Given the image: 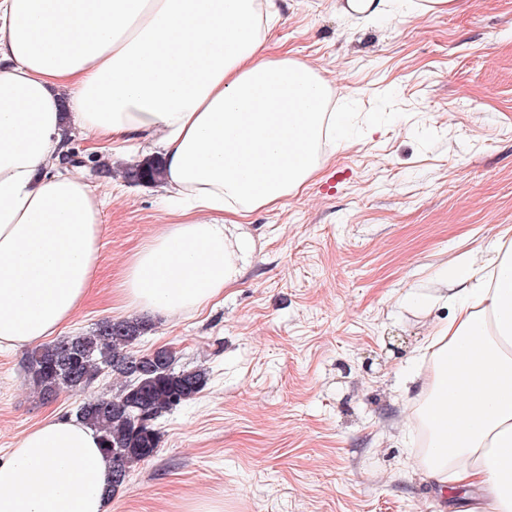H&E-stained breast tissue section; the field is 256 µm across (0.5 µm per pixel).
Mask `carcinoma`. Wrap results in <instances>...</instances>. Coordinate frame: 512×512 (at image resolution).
Listing matches in <instances>:
<instances>
[{
    "label": "carcinoma",
    "instance_id": "carcinoma-1",
    "mask_svg": "<svg viewBox=\"0 0 512 512\" xmlns=\"http://www.w3.org/2000/svg\"><path fill=\"white\" fill-rule=\"evenodd\" d=\"M161 175L158 158L126 172L133 183L152 182ZM150 328L143 319L104 320L89 332L37 345L25 358L29 383L44 399L62 391L83 392L105 373L119 381L116 393L93 397L76 409L77 419L98 433L112 468L108 498L136 466L158 452L161 433L156 421L193 399L207 383L205 369L176 368L174 356L164 348L139 357L132 354V346Z\"/></svg>",
    "mask_w": 512,
    "mask_h": 512
}]
</instances>
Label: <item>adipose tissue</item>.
<instances>
[{
  "label": "adipose tissue",
  "instance_id": "ef3b65f1",
  "mask_svg": "<svg viewBox=\"0 0 512 512\" xmlns=\"http://www.w3.org/2000/svg\"><path fill=\"white\" fill-rule=\"evenodd\" d=\"M275 0H0V351L56 335L93 287L106 205L62 163L78 128L99 155L160 149L164 206L115 290L122 311H197L236 282L228 229L319 170L329 87L262 49ZM421 417V464L512 512V246L446 283ZM96 431L50 415L0 459V512H112Z\"/></svg>",
  "mask_w": 512,
  "mask_h": 512
}]
</instances>
